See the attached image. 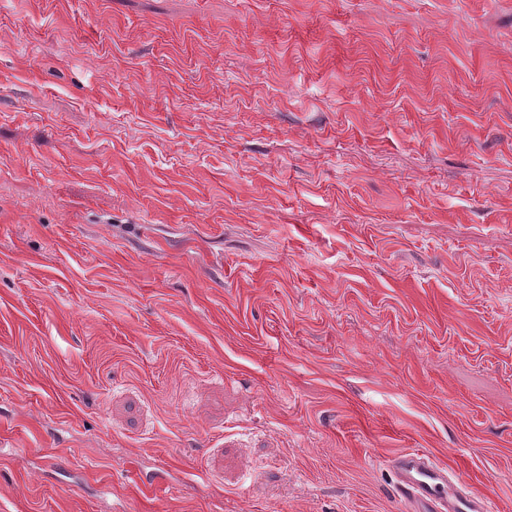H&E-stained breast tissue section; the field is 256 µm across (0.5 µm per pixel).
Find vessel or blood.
I'll list each match as a JSON object with an SVG mask.
<instances>
[{"label": "vessel or blood", "instance_id": "1", "mask_svg": "<svg viewBox=\"0 0 512 512\" xmlns=\"http://www.w3.org/2000/svg\"><path fill=\"white\" fill-rule=\"evenodd\" d=\"M391 464L404 512H491L485 499L459 492L450 471L426 453L404 452L394 456Z\"/></svg>", "mask_w": 512, "mask_h": 512}]
</instances>
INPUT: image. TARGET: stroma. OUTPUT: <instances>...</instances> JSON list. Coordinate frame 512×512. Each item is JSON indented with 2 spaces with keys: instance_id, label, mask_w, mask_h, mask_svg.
Returning <instances> with one entry per match:
<instances>
[{
  "instance_id": "35a3bbf8",
  "label": "stroma",
  "mask_w": 512,
  "mask_h": 512,
  "mask_svg": "<svg viewBox=\"0 0 512 512\" xmlns=\"http://www.w3.org/2000/svg\"><path fill=\"white\" fill-rule=\"evenodd\" d=\"M406 451L512 512V0H0V512Z\"/></svg>"
}]
</instances>
